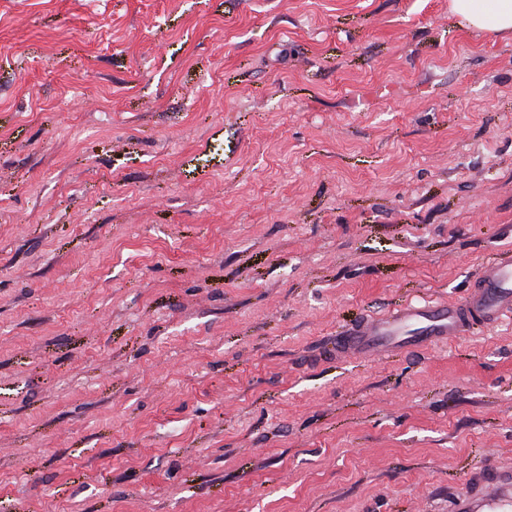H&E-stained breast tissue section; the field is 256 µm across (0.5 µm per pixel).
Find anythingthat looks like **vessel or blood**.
Instances as JSON below:
<instances>
[{"instance_id": "obj_1", "label": "vessel or blood", "mask_w": 512, "mask_h": 512, "mask_svg": "<svg viewBox=\"0 0 512 512\" xmlns=\"http://www.w3.org/2000/svg\"><path fill=\"white\" fill-rule=\"evenodd\" d=\"M511 313L512 255L487 263L461 301L405 303L349 327L336 338V354L373 358L425 349ZM452 508L454 512H512V467L487 465L474 472Z\"/></svg>"}]
</instances>
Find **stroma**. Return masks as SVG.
<instances>
[{
	"instance_id": "stroma-1",
	"label": "stroma",
	"mask_w": 512,
	"mask_h": 512,
	"mask_svg": "<svg viewBox=\"0 0 512 512\" xmlns=\"http://www.w3.org/2000/svg\"><path fill=\"white\" fill-rule=\"evenodd\" d=\"M449 0H0V512H448L512 316L337 334L512 254V33Z\"/></svg>"
}]
</instances>
